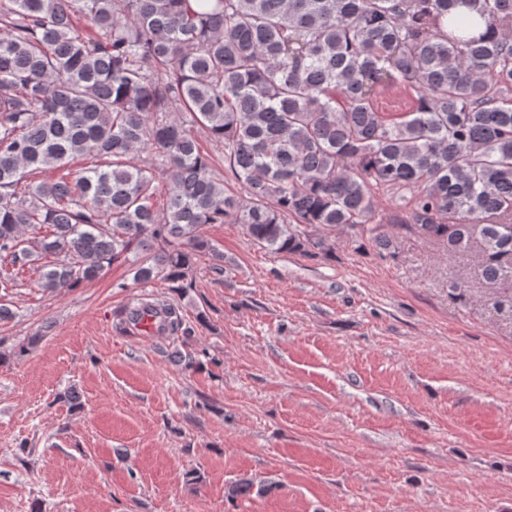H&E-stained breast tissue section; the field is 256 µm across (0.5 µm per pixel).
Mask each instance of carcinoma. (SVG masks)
I'll return each instance as SVG.
<instances>
[{
	"label": "carcinoma",
	"mask_w": 512,
	"mask_h": 512,
	"mask_svg": "<svg viewBox=\"0 0 512 512\" xmlns=\"http://www.w3.org/2000/svg\"><path fill=\"white\" fill-rule=\"evenodd\" d=\"M199 3L0 0V260L42 262L55 294L134 253L137 283L180 291L202 253L224 274L207 224L306 257L328 251L306 227L344 225L383 251L397 229L474 250L485 281L512 279V0ZM401 83L415 107L377 111ZM51 169L67 173L26 182ZM374 185L409 194L405 212L370 223ZM15 286L0 269L2 321ZM124 322L193 339L171 303ZM202 145L210 153L217 170L224 175V192L228 195H240L239 185L234 181L230 173L224 171V148L207 141L201 133Z\"/></svg>",
	"instance_id": "cac0c4a2"
}]
</instances>
